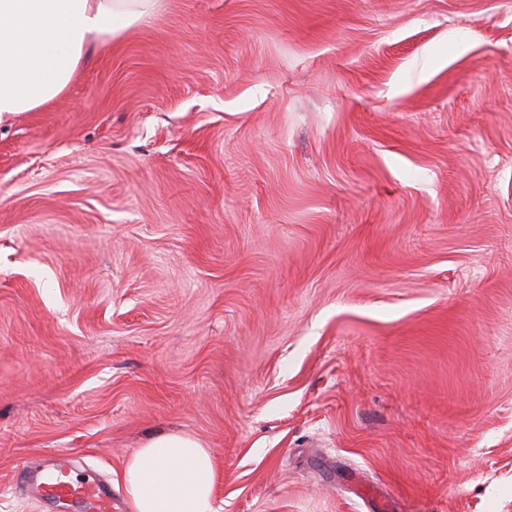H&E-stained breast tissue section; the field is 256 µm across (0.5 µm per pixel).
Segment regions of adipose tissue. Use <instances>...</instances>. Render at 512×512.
I'll return each instance as SVG.
<instances>
[{"label":"adipose tissue","instance_id":"ef3b65f1","mask_svg":"<svg viewBox=\"0 0 512 512\" xmlns=\"http://www.w3.org/2000/svg\"><path fill=\"white\" fill-rule=\"evenodd\" d=\"M159 0H0V116L61 95L90 45L110 44ZM132 512H217L215 455L196 435L167 431L125 460Z\"/></svg>","mask_w":512,"mask_h":512}]
</instances>
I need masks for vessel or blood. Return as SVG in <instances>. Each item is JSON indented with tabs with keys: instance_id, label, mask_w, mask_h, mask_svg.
Instances as JSON below:
<instances>
[{
	"instance_id": "b4317fda",
	"label": "vessel or blood",
	"mask_w": 512,
	"mask_h": 512,
	"mask_svg": "<svg viewBox=\"0 0 512 512\" xmlns=\"http://www.w3.org/2000/svg\"><path fill=\"white\" fill-rule=\"evenodd\" d=\"M20 481L35 495L54 503L58 512H70L81 505L83 512H112V491L91 475L62 470H43L37 475L19 472Z\"/></svg>"
}]
</instances>
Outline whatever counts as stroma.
Here are the masks:
<instances>
[{"mask_svg": "<svg viewBox=\"0 0 512 512\" xmlns=\"http://www.w3.org/2000/svg\"><path fill=\"white\" fill-rule=\"evenodd\" d=\"M168 430L219 512H512V0H161L0 118V512Z\"/></svg>", "mask_w": 512, "mask_h": 512, "instance_id": "obj_1", "label": "stroma"}]
</instances>
